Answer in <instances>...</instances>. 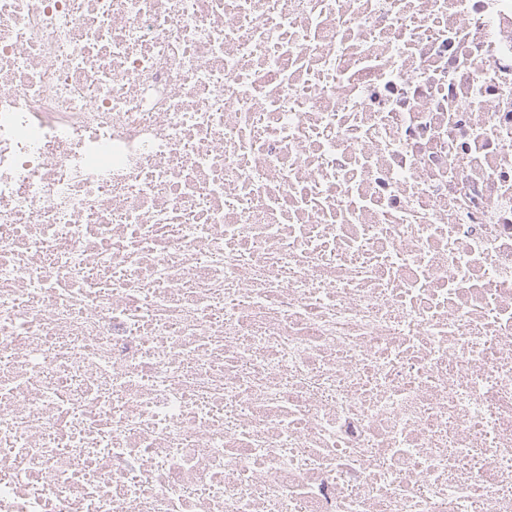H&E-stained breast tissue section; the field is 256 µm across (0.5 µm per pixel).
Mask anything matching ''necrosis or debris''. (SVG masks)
Segmentation results:
<instances>
[{
  "label": "necrosis or debris",
  "instance_id": "1",
  "mask_svg": "<svg viewBox=\"0 0 512 512\" xmlns=\"http://www.w3.org/2000/svg\"><path fill=\"white\" fill-rule=\"evenodd\" d=\"M0 512H512V0H0Z\"/></svg>",
  "mask_w": 512,
  "mask_h": 512
}]
</instances>
